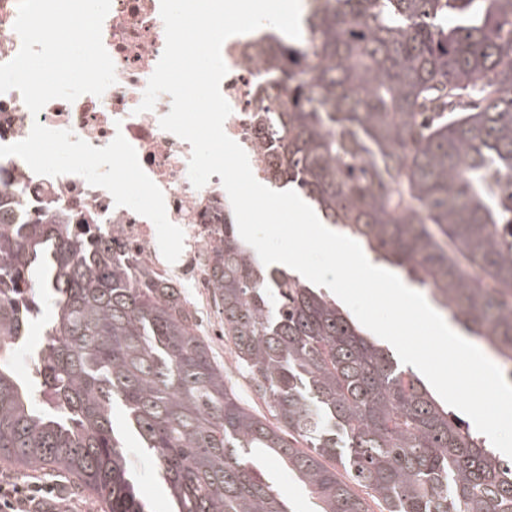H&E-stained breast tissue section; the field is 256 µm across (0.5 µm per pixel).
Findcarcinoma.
Wrapping results in <instances>:
<instances>
[{"label":"carcinoma","instance_id":"obj_1","mask_svg":"<svg viewBox=\"0 0 512 512\" xmlns=\"http://www.w3.org/2000/svg\"><path fill=\"white\" fill-rule=\"evenodd\" d=\"M299 42L260 48L271 185L292 186L405 270L512 364V0H323ZM224 338L274 421L238 401L181 289L89 225L18 220L0 190V460L67 475L99 512H146L123 434L172 512H512V460L448 412L319 288L264 265L224 218L210 261ZM54 298L34 371L12 366L34 289ZM341 465L346 479L327 467ZM258 472L279 489L290 503L291 510L294 512H313L315 511V500H312L288 474V470L276 461L270 458H259L255 462Z\"/></svg>","mask_w":512,"mask_h":512}]
</instances>
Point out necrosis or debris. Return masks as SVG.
I'll use <instances>...</instances> for the list:
<instances>
[{"label":"necrosis or debris","mask_w":512,"mask_h":512,"mask_svg":"<svg viewBox=\"0 0 512 512\" xmlns=\"http://www.w3.org/2000/svg\"><path fill=\"white\" fill-rule=\"evenodd\" d=\"M271 32V27L264 26L230 37L222 46L228 72L220 89L232 108L224 130L244 149L261 183L268 179L273 157L254 110L255 99L262 92L273 98L284 92L274 78L272 64L255 49ZM102 41L115 66V84L99 97L84 94L72 102L52 100L36 115L19 91L0 94V145L24 140L36 122L53 130L72 131L95 147L123 135L136 150L145 173L161 189L169 220L184 232L178 261L171 264L164 259L150 219L115 205L108 190L89 185L79 175L42 176L21 158L8 156L0 158V188L18 203L20 215L57 217L66 224L100 228L116 251L134 255L151 273L170 283L194 289L195 303H213L210 256L224 235V215L232 208L229 196L219 175H212L199 189L190 182V143L159 124L171 110L170 95H161L153 110L138 109L165 47L160 0H111Z\"/></svg>","instance_id":"4bbe7bcc"}]
</instances>
